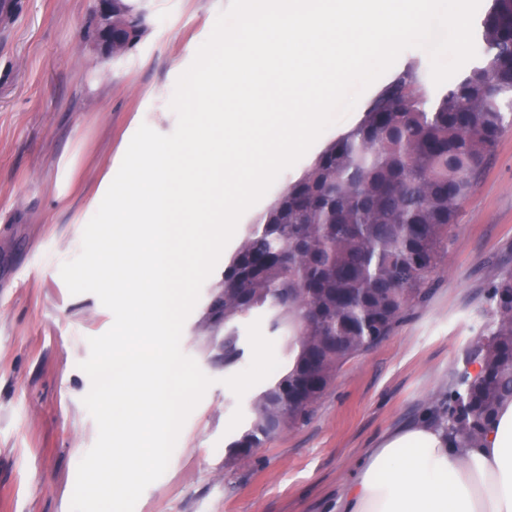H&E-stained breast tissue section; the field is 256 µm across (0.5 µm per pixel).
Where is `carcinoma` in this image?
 Wrapping results in <instances>:
<instances>
[{
	"label": "carcinoma",
	"instance_id": "cac0c4a2",
	"mask_svg": "<svg viewBox=\"0 0 512 512\" xmlns=\"http://www.w3.org/2000/svg\"><path fill=\"white\" fill-rule=\"evenodd\" d=\"M113 17L132 50L146 30L134 0ZM480 59L431 95L408 67L376 93L359 122L330 141L277 196L224 263L207 309L224 334V367L242 356L239 324L267 314L292 362L261 391L227 445L231 462L305 423L350 359L390 336L429 294L457 210L512 127V0H490ZM491 320L457 371L438 419L457 448L480 445L512 399V269L489 285Z\"/></svg>",
	"mask_w": 512,
	"mask_h": 512
}]
</instances>
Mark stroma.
Here are the masks:
<instances>
[{
  "mask_svg": "<svg viewBox=\"0 0 512 512\" xmlns=\"http://www.w3.org/2000/svg\"><path fill=\"white\" fill-rule=\"evenodd\" d=\"M229 0H145L147 29L116 59L85 33L92 0H0V512H70L77 465L97 439L80 369L112 313L70 294L61 265L81 249L96 199L140 125L177 124L169 103ZM383 74L243 214L255 224L324 146L356 125ZM512 268V129L488 156L456 215L430 294L381 344L347 361L311 418L230 466L227 445L254 398L287 365L283 337L257 312L240 324L244 355L218 360L205 327L216 265L185 321L181 349L213 383L187 418L164 475L135 512H336L366 449L438 413L489 319L488 285Z\"/></svg>",
  "mask_w": 512,
  "mask_h": 512,
  "instance_id": "35a3bbf8",
  "label": "stroma"
}]
</instances>
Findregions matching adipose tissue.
<instances>
[{
  "mask_svg": "<svg viewBox=\"0 0 512 512\" xmlns=\"http://www.w3.org/2000/svg\"><path fill=\"white\" fill-rule=\"evenodd\" d=\"M338 512H512V400L484 441L458 448L424 418L369 449Z\"/></svg>",
  "mask_w": 512,
  "mask_h": 512,
  "instance_id": "ef3b65f1",
  "label": "adipose tissue"
}]
</instances>
